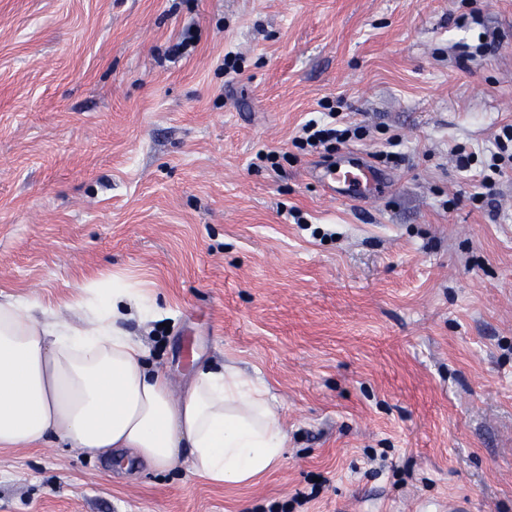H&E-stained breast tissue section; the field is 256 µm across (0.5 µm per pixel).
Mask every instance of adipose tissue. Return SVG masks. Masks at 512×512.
<instances>
[{
	"label": "adipose tissue",
	"instance_id": "adipose-tissue-1",
	"mask_svg": "<svg viewBox=\"0 0 512 512\" xmlns=\"http://www.w3.org/2000/svg\"><path fill=\"white\" fill-rule=\"evenodd\" d=\"M68 308L0 299V449H125L156 471L186 458L226 486L280 465L286 432L264 387L235 368L202 366L176 389L149 363L124 327L160 319L143 289L103 276L78 283Z\"/></svg>",
	"mask_w": 512,
	"mask_h": 512
}]
</instances>
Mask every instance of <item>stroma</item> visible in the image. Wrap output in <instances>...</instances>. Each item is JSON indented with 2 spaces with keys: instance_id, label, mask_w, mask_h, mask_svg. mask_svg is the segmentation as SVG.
<instances>
[{
  "instance_id": "obj_1",
  "label": "stroma",
  "mask_w": 512,
  "mask_h": 512,
  "mask_svg": "<svg viewBox=\"0 0 512 512\" xmlns=\"http://www.w3.org/2000/svg\"><path fill=\"white\" fill-rule=\"evenodd\" d=\"M326 100L365 135L295 148ZM510 123L512 0H0V294L140 283L149 361L234 364L287 432L243 486L0 450V512H512V169L474 200ZM394 136L389 192L324 193Z\"/></svg>"
}]
</instances>
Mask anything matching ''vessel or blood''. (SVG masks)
Returning <instances> with one entry per match:
<instances>
[{
  "label": "vessel or blood",
  "mask_w": 512,
  "mask_h": 512,
  "mask_svg": "<svg viewBox=\"0 0 512 512\" xmlns=\"http://www.w3.org/2000/svg\"><path fill=\"white\" fill-rule=\"evenodd\" d=\"M316 178L325 192L334 199H376L388 177L371 169L359 159L350 158L337 168H324Z\"/></svg>",
  "instance_id": "obj_1"
}]
</instances>
